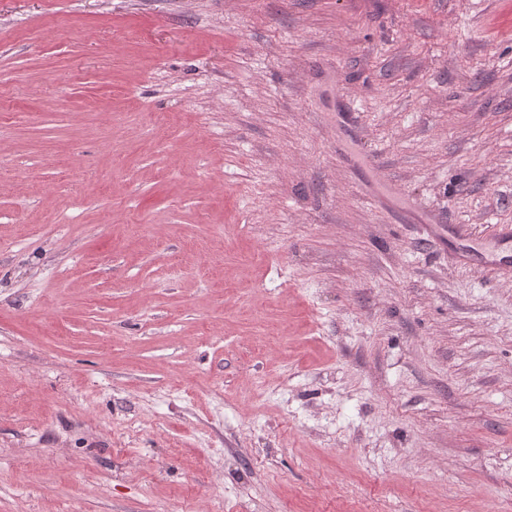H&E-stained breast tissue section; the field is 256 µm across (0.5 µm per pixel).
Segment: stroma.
<instances>
[{"label":"stroma","mask_w":512,"mask_h":512,"mask_svg":"<svg viewBox=\"0 0 512 512\" xmlns=\"http://www.w3.org/2000/svg\"><path fill=\"white\" fill-rule=\"evenodd\" d=\"M499 224L512 0H0V512H512Z\"/></svg>","instance_id":"stroma-1"}]
</instances>
